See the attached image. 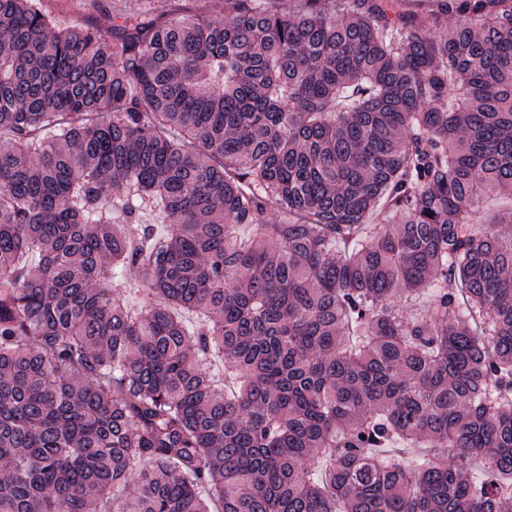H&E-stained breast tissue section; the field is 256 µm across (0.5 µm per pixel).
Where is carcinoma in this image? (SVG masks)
<instances>
[{
  "label": "carcinoma",
  "instance_id": "cac0c4a2",
  "mask_svg": "<svg viewBox=\"0 0 512 512\" xmlns=\"http://www.w3.org/2000/svg\"><path fill=\"white\" fill-rule=\"evenodd\" d=\"M210 2L0 0V512H512V0ZM106 11L92 12L82 8V1L70 3L68 9L61 15L60 20L64 24L80 23L86 25L91 23L99 28H106L112 21V14L118 11L136 10L143 7L139 0H105ZM92 16L90 19L89 17Z\"/></svg>",
  "mask_w": 512,
  "mask_h": 512
}]
</instances>
